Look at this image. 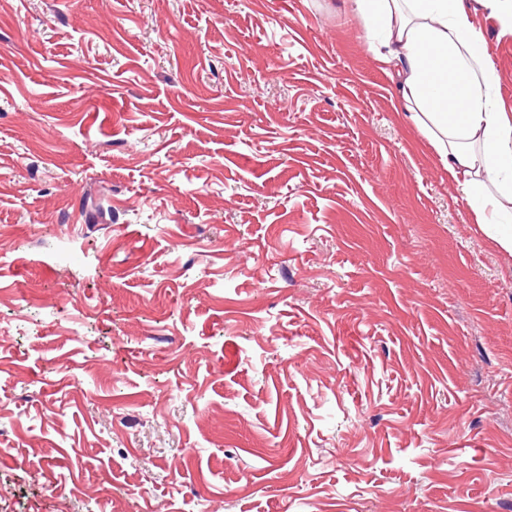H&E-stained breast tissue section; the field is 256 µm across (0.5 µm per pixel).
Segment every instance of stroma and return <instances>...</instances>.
<instances>
[{
    "label": "stroma",
    "mask_w": 512,
    "mask_h": 512,
    "mask_svg": "<svg viewBox=\"0 0 512 512\" xmlns=\"http://www.w3.org/2000/svg\"><path fill=\"white\" fill-rule=\"evenodd\" d=\"M0 512H512V253L348 0H0Z\"/></svg>",
    "instance_id": "obj_1"
}]
</instances>
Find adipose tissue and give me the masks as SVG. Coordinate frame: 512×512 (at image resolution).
<instances>
[{
    "label": "adipose tissue",
    "mask_w": 512,
    "mask_h": 512,
    "mask_svg": "<svg viewBox=\"0 0 512 512\" xmlns=\"http://www.w3.org/2000/svg\"><path fill=\"white\" fill-rule=\"evenodd\" d=\"M364 38L435 146L449 176L473 199L477 221L498 225L512 251V120L467 0H350Z\"/></svg>",
    "instance_id": "1"
}]
</instances>
